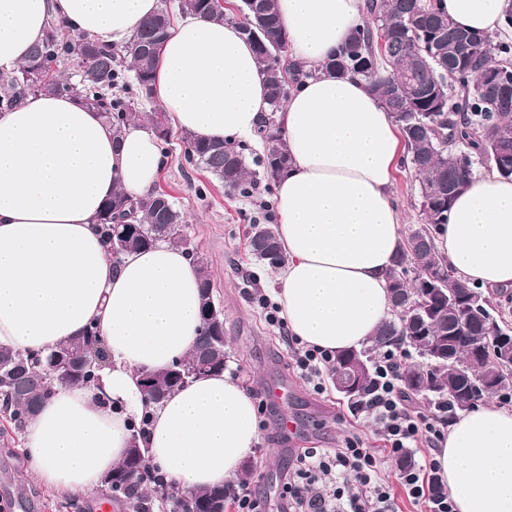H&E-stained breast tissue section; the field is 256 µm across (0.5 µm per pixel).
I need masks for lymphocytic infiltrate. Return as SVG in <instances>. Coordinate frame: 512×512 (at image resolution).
Listing matches in <instances>:
<instances>
[{"instance_id": "obj_1", "label": "lymphocytic infiltrate", "mask_w": 512, "mask_h": 512, "mask_svg": "<svg viewBox=\"0 0 512 512\" xmlns=\"http://www.w3.org/2000/svg\"><path fill=\"white\" fill-rule=\"evenodd\" d=\"M261 306L269 324L290 347L297 374L315 392H324L323 377L333 353L298 346L278 306L266 300ZM405 358L398 350L382 353L373 391L348 407L356 421L371 420L378 425L383 447L368 448L350 439L345 447L334 450H299L282 483L281 497L288 512H399L382 470L387 457L406 459L396 476L413 502L424 504L426 512H454L446 488L435 475L437 463L431 454L443 433L433 416L408 405L400 378Z\"/></svg>"}]
</instances>
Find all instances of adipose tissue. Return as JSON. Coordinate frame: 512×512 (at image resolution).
Masks as SVG:
<instances>
[{
	"label": "adipose tissue",
	"instance_id": "1",
	"mask_svg": "<svg viewBox=\"0 0 512 512\" xmlns=\"http://www.w3.org/2000/svg\"><path fill=\"white\" fill-rule=\"evenodd\" d=\"M458 26L493 34L505 0H435ZM158 0H0V68L24 63L50 17L73 32L127 45ZM293 61L311 77L290 89L280 138L291 158L274 198L285 257L273 275L288 331L335 353L370 342L389 318L386 274L402 241L394 173L404 147L389 112L360 78L320 66L363 23V0H275ZM154 97L176 128L207 141L252 136L266 88L234 21L179 19L159 57ZM156 136L114 138L72 96L38 95L0 113V345L47 351L96 329L109 355L98 383L59 385L26 425L29 472L45 486L90 494L125 458L132 417L150 413L147 463L182 491L239 479L260 439L252 398L211 373L146 407L143 373L187 357L200 333L199 272L160 242L113 265L95 218L121 191L153 189ZM438 254L471 284L512 287V179L474 175ZM433 456L455 512H512V411L472 409L449 423Z\"/></svg>",
	"mask_w": 512,
	"mask_h": 512
}]
</instances>
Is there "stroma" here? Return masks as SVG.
<instances>
[{
  "instance_id": "35a3bbf8",
  "label": "stroma",
  "mask_w": 512,
  "mask_h": 512,
  "mask_svg": "<svg viewBox=\"0 0 512 512\" xmlns=\"http://www.w3.org/2000/svg\"><path fill=\"white\" fill-rule=\"evenodd\" d=\"M157 186L173 196L195 246L206 259L214 300L224 310L225 373L243 388L259 392L283 372L294 385L287 405L268 404L261 414L260 441L243 472L264 497L266 512H283L281 486L294 449L340 448L354 434L368 447L377 448L381 445L378 426L372 421L354 422L347 399L335 388L318 394L293 374L284 345L264 319L257 298H274L278 285L251 255L247 231L260 201H273V194L265 192L257 199L228 194L209 173L187 167L176 149L162 156ZM393 197L403 227L423 223L418 182L408 171L396 172ZM285 417L297 424L293 436L279 429ZM66 499V494L35 478L18 482L13 460L0 455V512H58V503Z\"/></svg>"
}]
</instances>
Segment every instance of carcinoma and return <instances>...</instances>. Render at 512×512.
I'll return each instance as SVG.
<instances>
[{"mask_svg":"<svg viewBox=\"0 0 512 512\" xmlns=\"http://www.w3.org/2000/svg\"><path fill=\"white\" fill-rule=\"evenodd\" d=\"M183 14H201L216 21L227 19L226 13L210 7V0H179ZM368 22L358 28L349 42L321 69L336 76L354 75L365 79L384 109L392 114L405 144L406 166L419 178L421 196L432 199L422 207L425 223L409 228L402 237L400 253L389 273L394 288L413 291L423 307L425 321L410 317L397 307L365 349H351L336 354L331 373L361 361L355 391L347 396L354 402L367 395L372 386L373 357L383 348L418 349L422 336H442L452 341L443 346L449 355H467L475 374L487 387L470 391L468 381L457 376L448 360H428L421 366L408 364L403 371L406 394L417 398L434 395L448 402L452 411L459 410V400L473 395L479 401L489 395L512 388V364L498 361L493 340L512 336V294L504 301H492L480 288L459 277L435 251L432 227L448 223L455 197L466 187L474 161L487 157L489 169L503 172L492 160L495 146L507 145L512 154V99L497 100L478 93V85L491 71L512 76V44L494 43L480 35L486 50L458 68L454 40L443 46L431 44V36L443 29L450 34L467 35L447 16L440 14L429 0H365ZM172 15L167 3L146 18L133 34L123 56L94 39L75 34L64 21L51 17L44 38L35 44L26 62L12 70H0V113L7 112L31 96L41 94L71 95L86 106L101 112L115 136H120L133 113L151 100L152 82L161 48L167 38ZM241 32L252 27L266 31L268 47L289 45L274 0H240ZM387 28L390 35L385 54L378 52V31ZM255 57L267 90L268 114L258 134L271 141L279 140L278 112L283 110L290 84L313 75L289 62L288 52L270 62L262 46L253 44ZM186 164L209 172L224 188L242 197L252 193L255 180L243 148L236 142H211L186 133L181 137ZM258 164L267 183H275L288 170L285 149L276 145ZM130 217L137 233L126 239L125 251L145 249L165 242L185 252L200 273L202 300L213 298V284L204 258L193 245L182 212L171 197L152 191L132 200L121 191L112 194L99 215V226L107 251L115 245L113 235L116 214ZM272 247L277 260L265 258L257 242ZM251 254L254 259L274 268L284 261L281 245L268 224H251ZM440 281L448 288L463 285L472 292L477 308L450 314L448 297L434 292L431 284ZM211 325L201 322V333L193 353L181 360L188 369L198 361L206 342L212 350L207 370L182 378L172 368L151 372L142 388L150 403H158L169 393L185 386L196 377L224 371V341L208 340ZM101 340L91 330L87 335L57 346L50 353L20 352L0 347V414L14 434L24 429L54 385H90L99 378ZM145 453L127 454L104 481L105 493L124 499L131 512H152L155 501L168 503L169 512H207L216 495L230 493L228 488L179 492L154 470L144 480L128 477L135 465H143Z\"/></svg>","mask_w":512,"mask_h":512,"instance_id":"1","label":"carcinoma"}]
</instances>
